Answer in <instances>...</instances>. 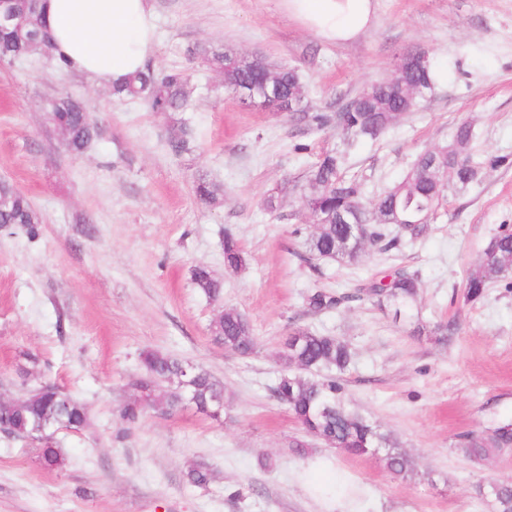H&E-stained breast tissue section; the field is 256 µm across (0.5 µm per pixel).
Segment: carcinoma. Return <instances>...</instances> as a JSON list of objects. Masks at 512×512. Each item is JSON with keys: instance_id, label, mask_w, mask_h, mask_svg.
<instances>
[{"instance_id": "obj_1", "label": "carcinoma", "mask_w": 512, "mask_h": 512, "mask_svg": "<svg viewBox=\"0 0 512 512\" xmlns=\"http://www.w3.org/2000/svg\"><path fill=\"white\" fill-rule=\"evenodd\" d=\"M12 13L11 25L0 28V61L39 55L56 68L64 65L53 55L51 34L43 17L41 0H0ZM193 58L219 70L224 92L244 104H257L274 112L288 113V121L299 136H308L328 127L340 130L343 144L375 141L395 125L407 111L432 90L431 64L407 65L395 82H379L364 88L354 97L336 102L339 121L333 114L309 104L295 69L272 65L262 57L250 59L232 51L210 54L204 48L192 52ZM112 97L144 104L153 112H184L187 106L185 73L157 70L150 65L111 87ZM47 111L59 134L63 151L80 156L101 135V128L84 103L69 92L48 100ZM193 130L181 124L169 136V150L180 155L190 149ZM473 128L457 126L452 141L422 152L405 178L372 201L366 200L363 178L348 175L343 168V151L336 148L317 154L303 175L308 192L304 211L318 224L305 235L303 261L320 272V263L356 265L372 249L392 251L423 237L436 218L447 193L479 182L486 162L470 153ZM41 219L32 202L7 184L0 185V225H19L35 238ZM246 258L237 240L224 236V265L232 270L244 267ZM192 282L205 296L218 300L223 282L204 266L192 270ZM494 283L512 288V226L502 224L486 244L477 265L465 281V301L475 302ZM419 296L417 276L403 266L385 275H376L360 284L352 294H339L325 288L307 297V308L319 314L341 304L364 297L397 304V310L412 308ZM214 339L224 348L246 357L257 348L250 323L238 313L227 311L212 325ZM290 337L297 341L283 350L285 369L272 387L277 401L288 407L301 430L308 436L324 439L331 447L353 455H377L396 477L414 474L413 459L380 426L345 402L341 376L348 369L352 353L341 339L297 328ZM135 394L125 403L121 415L130 426L136 425L150 410L175 409L187 399L196 410L218 418L223 409L217 400L228 404L224 385L207 370L190 365L158 351L140 356V374L132 382ZM89 424L84 404L54 383L40 386L22 398H0V430L16 437L44 441L41 459L47 468L62 464L61 450L51 435L65 429L78 432ZM459 448L470 459L478 460L490 451L512 452V421L507 420L481 434L461 438ZM213 478L203 463L192 462L185 471L186 481L205 486ZM479 494L491 498L496 512H512V484L489 482Z\"/></svg>"}]
</instances>
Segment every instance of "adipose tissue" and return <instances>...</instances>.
Segmentation results:
<instances>
[{"label":"adipose tissue","instance_id":"obj_1","mask_svg":"<svg viewBox=\"0 0 512 512\" xmlns=\"http://www.w3.org/2000/svg\"><path fill=\"white\" fill-rule=\"evenodd\" d=\"M55 55L105 84L140 70L154 51L151 0H42ZM289 14L332 44L358 39L375 23L376 0H284Z\"/></svg>","mask_w":512,"mask_h":512}]
</instances>
